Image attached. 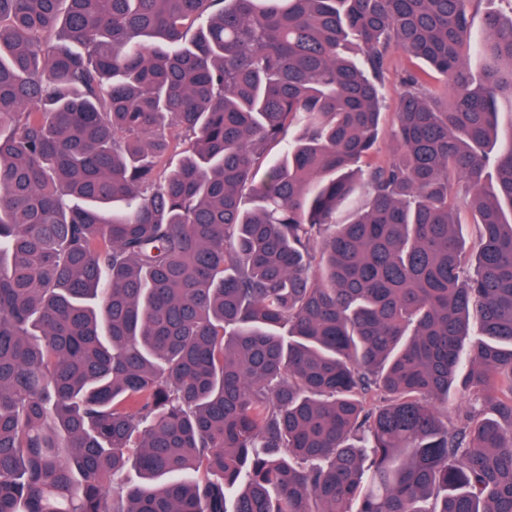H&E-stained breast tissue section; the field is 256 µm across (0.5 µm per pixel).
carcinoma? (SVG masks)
<instances>
[{"mask_svg": "<svg viewBox=\"0 0 512 512\" xmlns=\"http://www.w3.org/2000/svg\"><path fill=\"white\" fill-rule=\"evenodd\" d=\"M471 2L0 0V512H512ZM393 50L444 89L401 73L385 160Z\"/></svg>", "mask_w": 512, "mask_h": 512, "instance_id": "cac0c4a2", "label": "carcinoma"}]
</instances>
